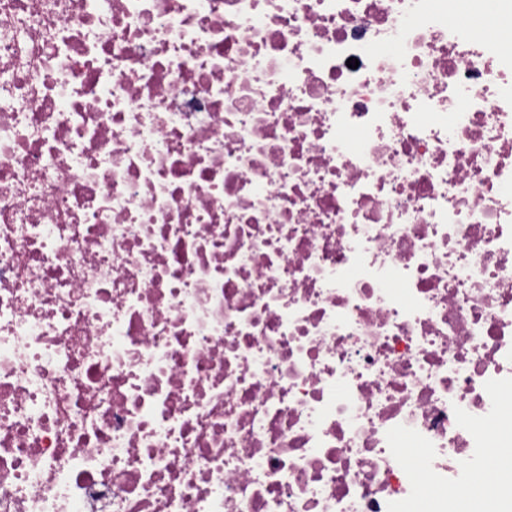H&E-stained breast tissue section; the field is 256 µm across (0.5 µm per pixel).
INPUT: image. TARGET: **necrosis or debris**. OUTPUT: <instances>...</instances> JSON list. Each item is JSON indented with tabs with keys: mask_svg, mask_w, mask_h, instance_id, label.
I'll list each match as a JSON object with an SVG mask.
<instances>
[{
	"mask_svg": "<svg viewBox=\"0 0 512 512\" xmlns=\"http://www.w3.org/2000/svg\"><path fill=\"white\" fill-rule=\"evenodd\" d=\"M467 26L0 0V512H447L512 446V43Z\"/></svg>",
	"mask_w": 512,
	"mask_h": 512,
	"instance_id": "obj_1",
	"label": "necrosis or debris"
}]
</instances>
